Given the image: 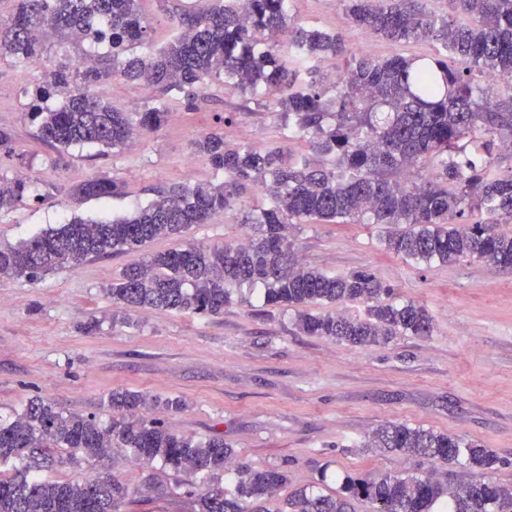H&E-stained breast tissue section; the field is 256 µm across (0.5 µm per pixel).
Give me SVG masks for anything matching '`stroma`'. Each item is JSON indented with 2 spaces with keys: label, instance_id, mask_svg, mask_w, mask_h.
<instances>
[{
  "label": "stroma",
  "instance_id": "35a3bbf8",
  "mask_svg": "<svg viewBox=\"0 0 512 512\" xmlns=\"http://www.w3.org/2000/svg\"><path fill=\"white\" fill-rule=\"evenodd\" d=\"M197 0H141L153 47L177 33L180 14ZM293 27L342 35L349 48L367 44L369 57L423 58L439 49L430 40L392 41L354 24L345 0H290ZM44 68L0 54V129L11 140L0 147V177L27 175L40 197L0 213V241L14 243L75 217L101 219L131 213L158 190L174 184L219 183L223 173L203 158L184 159L192 144L212 131L216 116L230 113L224 138L231 144L307 152L285 138L254 96L207 81L198 106L184 95L166 98V121L122 148L100 155L98 147L57 152L36 135L27 112ZM95 94L129 112L152 105L141 85L110 77ZM109 175L123 181L119 197L78 202L70 188ZM238 211L219 212L180 238L152 243L155 251L194 242L220 247L246 236ZM377 224H301L293 231L302 261L330 275L354 270L376 274L397 302L428 310V336H400L386 346L355 347L307 336L295 326V310L262 314L257 295L233 300L219 317L164 310H132L112 320L105 289L132 254L97 258L31 281L0 280V418L40 398L59 409L108 423L116 390L158 399H181L179 412L146 410L176 434L223 437L243 461L286 466L289 483L267 502L277 512L291 492L312 487L335 491L344 474L415 473L417 463L367 447L388 423H406L478 441L497 456L494 480L512 485V269L471 259L448 264L407 261L385 250ZM94 331H87L90 322ZM100 472L116 475L136 496L125 512H196L190 490L169 493L174 478L161 465L146 467L125 449L100 461L57 463L49 480L82 481Z\"/></svg>",
  "mask_w": 512,
  "mask_h": 512
}]
</instances>
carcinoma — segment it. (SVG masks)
Returning a JSON list of instances; mask_svg holds the SVG:
<instances>
[{
    "label": "carcinoma",
    "mask_w": 512,
    "mask_h": 512,
    "mask_svg": "<svg viewBox=\"0 0 512 512\" xmlns=\"http://www.w3.org/2000/svg\"><path fill=\"white\" fill-rule=\"evenodd\" d=\"M0 17V51L18 59L43 58L49 41L105 44L108 68L93 62L83 72L71 62L53 65L50 79L32 94L28 115L41 139L57 150L95 144L116 149L132 134L164 121L165 97L186 93L208 79H224L244 92L265 87V108L305 140L310 152L252 145L228 148L210 132L193 143L224 181L173 185L149 204L112 220L75 217L14 244H0V279L36 280L54 270L76 269L94 258L135 253L152 242L206 224L217 211L238 205L249 190L268 203L244 211L254 229L243 244L184 248L147 254L129 264L107 289L112 321L126 322L133 308L204 316L224 314L233 293L244 286L263 292V306L293 308L308 336L354 346L385 345L396 336H430L428 311L412 302L391 301V289L374 273L356 270L328 275L302 262L287 230L297 224H384L381 243L417 263L446 264L473 258L512 268V173L493 172V148L512 143V0H453L475 24H456L427 15L416 0H346L360 27L395 41L431 38L446 54L431 58L360 59L325 98L315 62L345 52L341 38L288 26V0H214L179 17L180 32L164 46L140 56L150 44V24L140 0H14ZM288 32V47L277 43ZM139 81L155 93L153 106L123 112L99 99L92 87L106 75ZM494 74L505 85L485 83ZM59 97L62 103L50 107ZM429 174L409 181L411 170ZM31 182L0 178V211L31 197ZM118 181L95 177L71 189L79 199L115 197ZM369 304L367 317L342 312L313 314L324 304ZM162 405L180 411L179 399L163 402L135 391L110 396L112 420L67 413L42 399L29 400L14 418L0 423V512H123L137 491L117 476L83 482L49 481L1 466L27 456L33 468H50L62 453L72 460L88 449L107 455L123 448L142 463L156 461L172 473L201 474L198 512H263L264 502L288 485V470L254 468L236 461L224 438L197 440L172 432L159 418L138 409ZM369 447L480 470L466 484L433 475H346L331 494L305 489L287 499L289 512H351L362 500L371 512H512V485L484 471L496 458L478 441L404 423L377 429Z\"/></svg>",
    "instance_id": "obj_1"
}]
</instances>
